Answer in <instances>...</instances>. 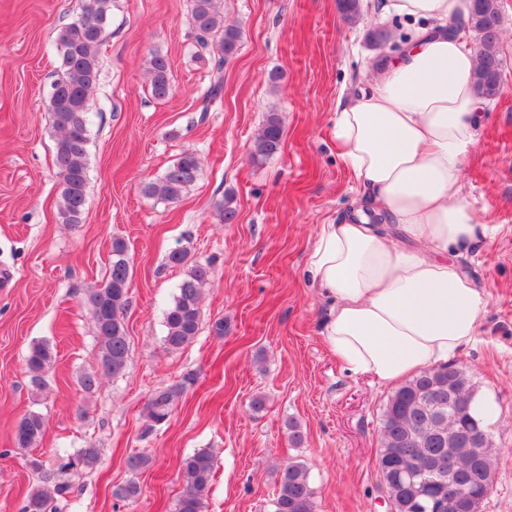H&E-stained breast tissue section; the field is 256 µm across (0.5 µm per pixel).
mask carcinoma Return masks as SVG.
Wrapping results in <instances>:
<instances>
[{
  "instance_id": "1",
  "label": "carcinoma",
  "mask_w": 512,
  "mask_h": 512,
  "mask_svg": "<svg viewBox=\"0 0 512 512\" xmlns=\"http://www.w3.org/2000/svg\"><path fill=\"white\" fill-rule=\"evenodd\" d=\"M112 0H84L80 16L63 26L57 36L60 64L48 93V111L57 132L54 165L59 177V217L63 224H80L86 210L88 184V114L90 96L100 74L99 48L108 38ZM344 21L352 23L361 14V0H337ZM193 28L196 44L211 48L224 61L238 50L242 32L225 24L220 0H193ZM466 24L474 40L477 66L474 85L478 96L491 101L500 94L502 61L499 41L502 35L499 0H481ZM170 64L166 56L151 53L147 74L151 96L164 100L173 92ZM283 131L278 113H267L253 142L252 156L269 157L280 150ZM200 162L192 151L184 152L163 175L139 183L142 196L160 202L179 200L197 179ZM221 220L231 224L237 217L235 197L224 194L218 206ZM168 261L187 268L176 296L164 310L168 349L179 350L198 335L201 325V299L211 284V265L189 259L185 249L173 250ZM133 266L126 241L112 239L106 277L88 293V305L97 344L99 369L80 377L83 391L92 393L103 376L123 374L128 366L130 344L124 323L129 305L128 292ZM56 353L50 343L40 341L30 348L26 365L35 390L46 387L45 374ZM179 390L155 391L145 404L148 419L165 421L172 414ZM476 390L465 371L453 363L431 368L406 380L388 397L381 427V446L377 455L379 487L385 489L391 512H480L490 486L475 466H494L490 435L478 411ZM46 431L42 414L30 411L16 424L15 446L35 448ZM100 459L96 445L89 443L73 453H59L52 472L45 479L53 492L67 498L72 491L70 476L94 470ZM461 470H472L468 482L448 499V463ZM185 486L176 512H204L213 483L214 458L200 448L182 462ZM141 495L140 484L126 482L114 496L128 503ZM51 495L36 490L29 494L23 512H47ZM272 512H315L314 491L308 468L301 461L281 470L271 500Z\"/></svg>"
}]
</instances>
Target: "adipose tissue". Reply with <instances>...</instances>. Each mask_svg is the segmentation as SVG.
<instances>
[{"instance_id":"1","label":"adipose tissue","mask_w":512,"mask_h":512,"mask_svg":"<svg viewBox=\"0 0 512 512\" xmlns=\"http://www.w3.org/2000/svg\"><path fill=\"white\" fill-rule=\"evenodd\" d=\"M411 23L368 91L339 100L332 134L370 192L346 223L320 225L306 259L329 302L326 348L354 375L395 387L475 341L486 294L460 263L487 234L465 199L463 161L483 100L473 49L449 36L471 0H369Z\"/></svg>"}]
</instances>
